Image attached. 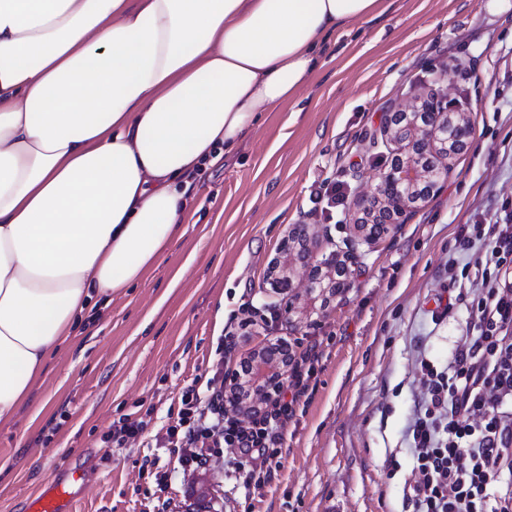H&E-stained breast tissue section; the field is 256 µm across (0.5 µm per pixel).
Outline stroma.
Here are the masks:
<instances>
[{"instance_id":"obj_1","label":"stroma","mask_w":512,"mask_h":512,"mask_svg":"<svg viewBox=\"0 0 512 512\" xmlns=\"http://www.w3.org/2000/svg\"><path fill=\"white\" fill-rule=\"evenodd\" d=\"M486 0H396L380 19L338 31L302 94L263 113L258 127L194 187L182 234L143 278L113 295L50 358L16 420L0 423V512H30L55 480L79 474L73 512H185L198 475L219 512H409L406 427L421 396L416 361L447 364L465 342L467 302L433 323L434 300L473 251L460 226L512 204V10ZM451 89L469 113L468 147L447 181L382 240L361 243L354 288L337 297L310 339L321 341L317 387L288 424L271 480L245 486L235 451L204 468L164 445L167 413L198 377L223 380L217 347L256 309L232 359L288 335L270 320L281 298L265 288L289 225H320L323 253L346 247L349 209L315 206L321 184L369 195L380 163L373 137L412 94ZM148 417L143 439L105 436L123 417Z\"/></svg>"}]
</instances>
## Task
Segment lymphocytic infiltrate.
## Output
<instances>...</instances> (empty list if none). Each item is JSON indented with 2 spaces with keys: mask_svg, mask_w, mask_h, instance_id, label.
I'll list each match as a JSON object with an SVG mask.
<instances>
[{
  "mask_svg": "<svg viewBox=\"0 0 512 512\" xmlns=\"http://www.w3.org/2000/svg\"><path fill=\"white\" fill-rule=\"evenodd\" d=\"M478 241L485 249L474 260L469 338L447 365L417 361L423 399L407 430L413 512H512V209L492 223L461 226L460 249ZM289 360L287 386L246 422L225 409L223 390L189 386L166 430L168 445L181 451L179 464L202 468L207 449L233 448L245 484L265 485L267 464L321 364L318 343L291 349Z\"/></svg>",
  "mask_w": 512,
  "mask_h": 512,
  "instance_id": "f902f5d3",
  "label": "lymphocytic infiltrate"
}]
</instances>
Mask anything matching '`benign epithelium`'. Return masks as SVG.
I'll return each mask as SVG.
<instances>
[{
  "label": "benign epithelium",
  "instance_id": "obj_1",
  "mask_svg": "<svg viewBox=\"0 0 512 512\" xmlns=\"http://www.w3.org/2000/svg\"><path fill=\"white\" fill-rule=\"evenodd\" d=\"M437 112L430 103L415 97L405 108L384 118L383 140L394 145L392 160L378 167L371 195L361 198L350 217V229L361 241L370 243L393 231L419 203L415 191L426 187L431 193L448 178L450 160L467 148L471 135L468 115L453 109ZM321 237L316 224H293L282 239L267 272L266 284L284 299L281 315L294 329L320 323L326 308V292L316 293L310 277L313 269L325 270L331 278L328 289L338 296L354 286L347 258L339 252L316 259ZM286 342L272 338L250 355L251 371L246 382L232 377L224 386V406L249 415L270 394L284 386L283 365L267 351Z\"/></svg>",
  "mask_w": 512,
  "mask_h": 512
}]
</instances>
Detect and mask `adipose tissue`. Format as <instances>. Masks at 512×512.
I'll list each match as a JSON object with an SVG mask.
<instances>
[{
    "mask_svg": "<svg viewBox=\"0 0 512 512\" xmlns=\"http://www.w3.org/2000/svg\"><path fill=\"white\" fill-rule=\"evenodd\" d=\"M393 0H0V422L179 234L185 177Z\"/></svg>",
    "mask_w": 512,
    "mask_h": 512,
    "instance_id": "1",
    "label": "adipose tissue"
}]
</instances>
